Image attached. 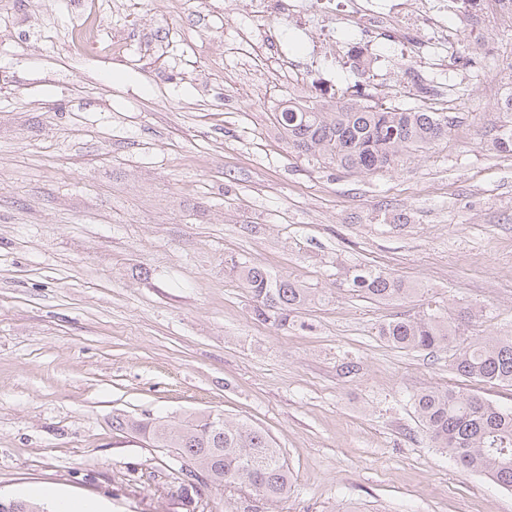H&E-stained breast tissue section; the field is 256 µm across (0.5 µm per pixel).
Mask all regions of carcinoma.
I'll return each mask as SVG.
<instances>
[{
	"mask_svg": "<svg viewBox=\"0 0 512 512\" xmlns=\"http://www.w3.org/2000/svg\"><path fill=\"white\" fill-rule=\"evenodd\" d=\"M276 123L288 148L307 161L364 172L392 168L404 154L426 149L454 129L450 122L440 125L437 113L420 107L301 101L282 109ZM224 266L236 274L251 296L254 315L264 322L284 326L290 313L316 297L290 277L246 261L230 257ZM345 276L352 290L371 297L402 300L411 293L401 280L365 266L349 268ZM473 317L465 310L455 317L427 313L399 318L385 323L380 336L398 349H446L449 365L459 376L512 386V337L460 335ZM414 408L435 447L464 468L512 489V408L451 388L416 393ZM112 427L199 460L208 468L214 488L245 486L272 501L288 494V463L282 450L246 420L223 419L218 413L180 422L115 414Z\"/></svg>",
	"mask_w": 512,
	"mask_h": 512,
	"instance_id": "carcinoma-1",
	"label": "carcinoma"
}]
</instances>
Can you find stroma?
Masks as SVG:
<instances>
[{"label":"stroma","mask_w":512,"mask_h":512,"mask_svg":"<svg viewBox=\"0 0 512 512\" xmlns=\"http://www.w3.org/2000/svg\"><path fill=\"white\" fill-rule=\"evenodd\" d=\"M465 0L455 97L428 83L429 29L406 54L354 64L357 30L310 59L304 82L239 48L242 0H0V497L49 486L106 512H512V490L435 448L412 396L452 388L512 408V386L467 381L444 351H408L381 324L480 311L512 336V151L494 90L512 85V15ZM95 11L96 44L72 28ZM124 47L113 53L114 44ZM341 101L457 117L429 150L375 173L310 165L274 115ZM317 291L278 327L224 260ZM387 272L403 300L351 291L345 268ZM357 372L344 373L347 361ZM245 419L282 448L287 497L189 487L180 463L112 416Z\"/></svg>","instance_id":"stroma-1"}]
</instances>
